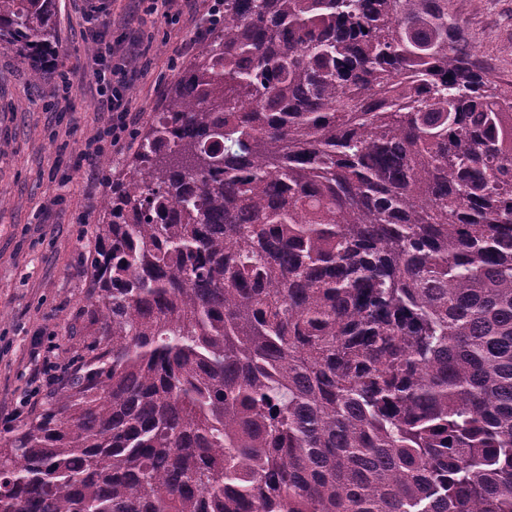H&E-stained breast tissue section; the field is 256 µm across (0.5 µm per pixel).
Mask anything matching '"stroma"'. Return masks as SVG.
<instances>
[{"label":"stroma","instance_id":"1","mask_svg":"<svg viewBox=\"0 0 512 512\" xmlns=\"http://www.w3.org/2000/svg\"><path fill=\"white\" fill-rule=\"evenodd\" d=\"M213 2L178 0L172 20L148 0H56L57 65L75 75L65 99L53 98V75L34 81L28 61L0 46V439L13 429L4 414L43 379L38 331L52 332L57 359L78 368L102 335L87 302L93 228L109 168H122L138 142L111 148L108 168L83 159L100 121L92 59L100 47L137 44L126 95L135 131H146L182 66L209 43ZM448 14L464 21L468 47L498 89L512 92V0H448Z\"/></svg>","mask_w":512,"mask_h":512}]
</instances>
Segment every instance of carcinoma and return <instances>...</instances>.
I'll list each match as a JSON object with an SVG mask.
<instances>
[{
	"mask_svg": "<svg viewBox=\"0 0 512 512\" xmlns=\"http://www.w3.org/2000/svg\"><path fill=\"white\" fill-rule=\"evenodd\" d=\"M55 0L0 45L56 65ZM95 225L96 354L0 512H512V94L448 0H224Z\"/></svg>",
	"mask_w": 512,
	"mask_h": 512,
	"instance_id": "cac0c4a2",
	"label": "carcinoma"
}]
</instances>
